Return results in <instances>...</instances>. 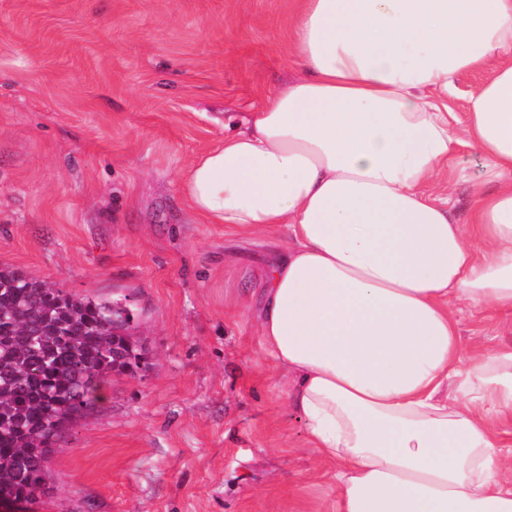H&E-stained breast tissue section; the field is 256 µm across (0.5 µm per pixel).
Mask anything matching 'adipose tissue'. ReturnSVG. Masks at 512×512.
Returning a JSON list of instances; mask_svg holds the SVG:
<instances>
[{
    "instance_id": "ef3b65f1",
    "label": "adipose tissue",
    "mask_w": 512,
    "mask_h": 512,
    "mask_svg": "<svg viewBox=\"0 0 512 512\" xmlns=\"http://www.w3.org/2000/svg\"><path fill=\"white\" fill-rule=\"evenodd\" d=\"M296 2L294 77L225 124L186 198L225 234L287 236L258 331L336 465V512H512V344L459 332L491 311L512 335V0ZM440 181L469 185L466 219ZM484 80L481 71H471L460 75L454 88L448 92V112H453L458 119H463L464 112H467L468 98ZM494 320L484 313L464 312L461 316L460 333L462 342L468 344L474 335H480L489 350L509 340L507 336H494Z\"/></svg>"
}]
</instances>
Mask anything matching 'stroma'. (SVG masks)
Here are the masks:
<instances>
[{
    "instance_id": "35a3bbf8",
    "label": "stroma",
    "mask_w": 512,
    "mask_h": 512,
    "mask_svg": "<svg viewBox=\"0 0 512 512\" xmlns=\"http://www.w3.org/2000/svg\"><path fill=\"white\" fill-rule=\"evenodd\" d=\"M294 0H0V264L129 300L143 359L49 452L33 512H336L257 330L272 238L185 173L293 75Z\"/></svg>"
}]
</instances>
